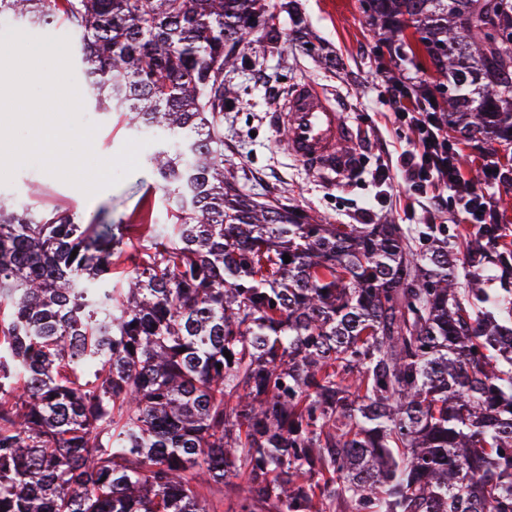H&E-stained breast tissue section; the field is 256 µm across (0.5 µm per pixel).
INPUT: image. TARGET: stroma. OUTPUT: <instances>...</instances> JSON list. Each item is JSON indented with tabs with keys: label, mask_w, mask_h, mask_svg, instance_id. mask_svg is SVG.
<instances>
[{
	"label": "stroma",
	"mask_w": 512,
	"mask_h": 512,
	"mask_svg": "<svg viewBox=\"0 0 512 512\" xmlns=\"http://www.w3.org/2000/svg\"><path fill=\"white\" fill-rule=\"evenodd\" d=\"M272 5L274 27L259 32L261 50L241 49L242 63L224 71L231 97L224 112V161L237 171L243 191L282 200L335 224H400L415 236L431 227L451 242L468 240L461 208L430 212L429 194L408 179L403 158L413 133L395 121L385 92L391 76L403 81L411 103L421 100L422 89L435 87L440 77L425 52L399 53L380 42L361 0H272ZM307 78L336 98L359 128L352 168L333 181L291 159L282 130L272 122L287 89ZM82 119L97 124L93 149L103 159L114 157L136 136L117 112L104 116L87 106ZM457 150L466 177L480 178L488 168L501 172L500 190L491 201L502 216L503 241L511 245L512 150L490 140L462 142ZM384 165L390 171L387 186L375 178ZM1 199L68 208L81 223L108 224L118 235L131 224H165L170 218L155 173L145 162L118 185L91 196L28 166L11 184L0 185Z\"/></svg>",
	"instance_id": "1"
}]
</instances>
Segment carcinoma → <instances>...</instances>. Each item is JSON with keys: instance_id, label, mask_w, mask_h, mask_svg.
I'll return each instance as SVG.
<instances>
[{"instance_id": "1", "label": "carcinoma", "mask_w": 512, "mask_h": 512, "mask_svg": "<svg viewBox=\"0 0 512 512\" xmlns=\"http://www.w3.org/2000/svg\"><path fill=\"white\" fill-rule=\"evenodd\" d=\"M363 0L445 81L458 141L512 145V0ZM267 0H0L69 25L90 104L155 136L171 223L0 202V512H512V268L399 224H330L224 166V68ZM76 257H71L72 251ZM291 261L286 263L284 255ZM185 352H180V349ZM229 351L227 359L223 351Z\"/></svg>"}]
</instances>
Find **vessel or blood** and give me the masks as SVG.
Returning a JSON list of instances; mask_svg holds the SVG:
<instances>
[{"label":"vessel or blood","instance_id":"vessel-or-blood-1","mask_svg":"<svg viewBox=\"0 0 512 512\" xmlns=\"http://www.w3.org/2000/svg\"><path fill=\"white\" fill-rule=\"evenodd\" d=\"M274 123L285 130L286 150L293 160L324 176L345 169L349 154L343 146L352 141L353 131L346 114L329 102L315 81L306 79L292 87Z\"/></svg>","mask_w":512,"mask_h":512}]
</instances>
